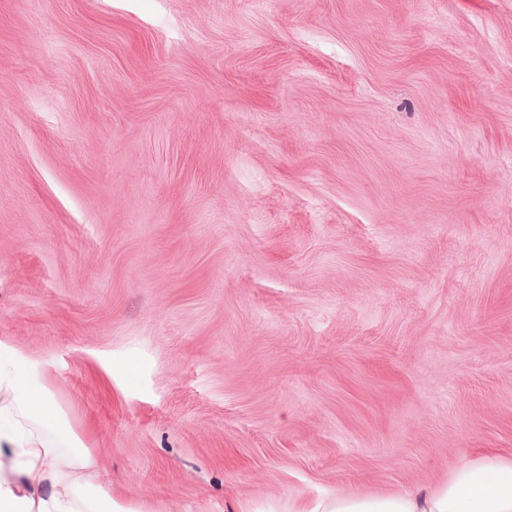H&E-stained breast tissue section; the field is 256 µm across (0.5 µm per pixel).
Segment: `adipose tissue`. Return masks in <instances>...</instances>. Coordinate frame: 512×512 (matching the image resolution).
<instances>
[{
    "instance_id": "ef3b65f1",
    "label": "adipose tissue",
    "mask_w": 512,
    "mask_h": 512,
    "mask_svg": "<svg viewBox=\"0 0 512 512\" xmlns=\"http://www.w3.org/2000/svg\"><path fill=\"white\" fill-rule=\"evenodd\" d=\"M0 512H140L98 482L46 379L1 340ZM301 512H512V458L479 455L425 488L328 494Z\"/></svg>"
}]
</instances>
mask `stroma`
I'll return each instance as SVG.
<instances>
[{"mask_svg":"<svg viewBox=\"0 0 512 512\" xmlns=\"http://www.w3.org/2000/svg\"><path fill=\"white\" fill-rule=\"evenodd\" d=\"M0 339L148 512L512 457V0H0Z\"/></svg>","mask_w":512,"mask_h":512,"instance_id":"35a3bbf8","label":"stroma"}]
</instances>
